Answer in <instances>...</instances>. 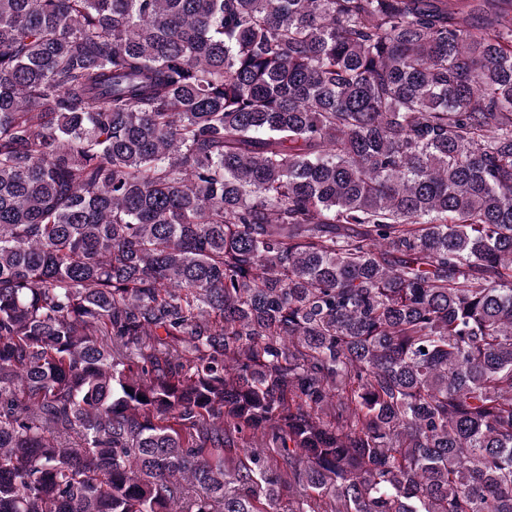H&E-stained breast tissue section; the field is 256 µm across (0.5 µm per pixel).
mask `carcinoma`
<instances>
[{
	"mask_svg": "<svg viewBox=\"0 0 512 512\" xmlns=\"http://www.w3.org/2000/svg\"><path fill=\"white\" fill-rule=\"evenodd\" d=\"M0 512H512V0H0Z\"/></svg>",
	"mask_w": 512,
	"mask_h": 512,
	"instance_id": "obj_1",
	"label": "carcinoma"
}]
</instances>
